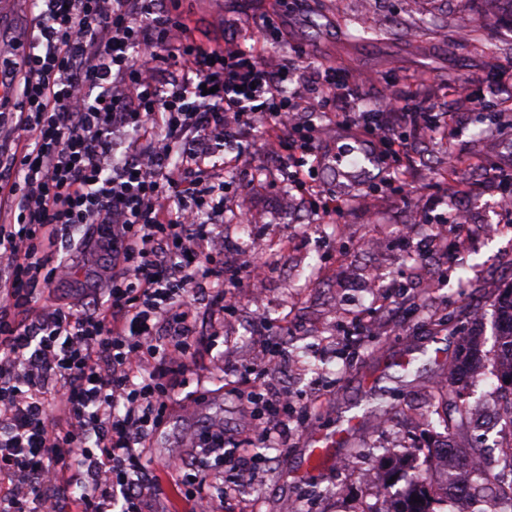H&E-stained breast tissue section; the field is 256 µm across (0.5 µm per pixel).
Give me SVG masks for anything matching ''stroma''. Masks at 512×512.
<instances>
[{"label": "stroma", "instance_id": "1", "mask_svg": "<svg viewBox=\"0 0 512 512\" xmlns=\"http://www.w3.org/2000/svg\"><path fill=\"white\" fill-rule=\"evenodd\" d=\"M197 41L254 48L268 65L304 49L315 66L349 77V89L333 109L313 95L295 140L314 136L323 155L340 138L357 136L379 154L383 170L370 183L347 190L330 166L320 168L316 193L281 190L261 174V139L246 142L243 156L226 149L235 168L215 164L207 181H224L221 235L238 236L236 214L257 216L266 257L277 266L263 301L238 289V311L224 319V339L207 359L243 364L252 355L246 324L253 311L274 320L290 317L278 337L280 367L274 387L289 395L288 445L266 449L270 470L237 489L224 512H359L368 490L359 479L374 472L375 485L394 473L423 467L412 447L432 444L436 434L461 448L501 455L508 443L495 421L499 413L493 374L496 356L494 305L512 288V213L499 210L512 195V109L490 107L493 89L512 86V7L506 0H162ZM273 18L275 29L258 30ZM33 19L31 0H18L0 15V57L18 59ZM491 75L484 83L483 75ZM473 78L471 98L457 103L454 85ZM408 96L410 111L452 112V125L436 133L406 123L396 134L407 148L393 151L364 128L348 129L341 112H373L388 90ZM470 183L456 192L454 165ZM349 207L331 212V200ZM101 224L57 231L53 254L64 257L71 276L38 304L74 306L112 281V241ZM373 311L377 321L360 336L348 335L352 318ZM476 335L484 355L479 376L468 382L469 406L482 419L460 424L456 402L436 388L461 352L464 336ZM155 436L150 467L160 480L148 499L150 512H189L185 491L174 490L165 464L189 457V447L212 427L240 432L247 420L236 395L213 391L189 398ZM360 422L343 447L319 469L304 471L307 439L335 430L342 418ZM432 417L426 429L424 417ZM386 498L397 505L403 482H391Z\"/></svg>", "mask_w": 512, "mask_h": 512}]
</instances>
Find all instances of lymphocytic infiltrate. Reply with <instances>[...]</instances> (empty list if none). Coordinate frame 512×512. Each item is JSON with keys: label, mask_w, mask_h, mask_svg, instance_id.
Here are the masks:
<instances>
[{"label": "lymphocytic infiltrate", "mask_w": 512, "mask_h": 512, "mask_svg": "<svg viewBox=\"0 0 512 512\" xmlns=\"http://www.w3.org/2000/svg\"><path fill=\"white\" fill-rule=\"evenodd\" d=\"M33 4L25 53L0 71L15 91L0 139V207L14 214L0 224V512H58L56 487L69 512H145L159 488L140 469L149 440L177 386L212 382L200 349L259 270L209 260L224 249V186L205 185L207 161L246 132L287 140L301 98L284 85L307 55L273 70L254 52L198 44L158 0ZM166 64L179 73L162 85ZM71 224L105 225L112 283L78 307L33 306L63 269L44 240ZM254 321L265 354L236 391L249 428L209 432L195 461L167 465L193 512H222L225 479L250 481L288 429V394L269 384L275 325Z\"/></svg>", "instance_id": "obj_1"}]
</instances>
